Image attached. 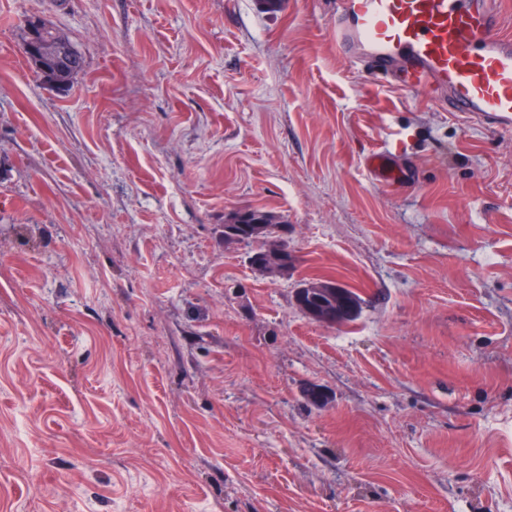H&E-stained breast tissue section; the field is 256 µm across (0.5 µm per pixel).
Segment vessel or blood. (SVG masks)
<instances>
[{"mask_svg": "<svg viewBox=\"0 0 512 512\" xmlns=\"http://www.w3.org/2000/svg\"><path fill=\"white\" fill-rule=\"evenodd\" d=\"M499 0H336L337 50L378 73L401 71L407 91L432 89L452 112L512 128V37L499 30ZM391 183L389 152L367 160Z\"/></svg>", "mask_w": 512, "mask_h": 512, "instance_id": "vessel-or-blood-1", "label": "vessel or blood"}]
</instances>
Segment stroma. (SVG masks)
<instances>
[{"mask_svg":"<svg viewBox=\"0 0 512 512\" xmlns=\"http://www.w3.org/2000/svg\"><path fill=\"white\" fill-rule=\"evenodd\" d=\"M332 9L0 0V512H512V129L345 61ZM321 277L354 321L297 307ZM52 29V28H51ZM27 30L29 32V39L27 40L28 34L25 38L24 49L28 52L29 56L34 57L38 62V67L43 72L47 74H40L45 80L50 83H54L57 86H63L67 83H70L72 77L79 72L83 65V59L81 55L74 49V47L62 39L55 30H48L44 34V41L52 40L57 45V51L59 56H61L64 60L61 62V69H57L53 71L52 74H49L51 70L55 69V60H57V55L53 50H47L45 42H42V31L44 32V28L41 22L37 19H31L28 21ZM32 58H28V61L35 67L36 69V60ZM64 69H67V73L65 75L61 74ZM46 77H49L46 79ZM368 167L380 183H391L396 178V168L389 152L379 151L373 153L367 160ZM247 211L240 217L241 242L252 247L250 255L262 251L261 266L271 270L277 277L288 276L294 265L293 254L288 248V224H280L274 238L265 241L272 234V226L279 224L281 218L271 211L246 207ZM280 219V220H279ZM282 221V220H281ZM264 246V247H263ZM332 288H335L334 285L327 282L304 284L300 285L296 289L295 294H297L301 299H304L305 295L312 296L314 294H324V296H319L315 298L321 299L323 302H325L327 307L334 309L336 313V323H344L353 320V318L355 317L356 310L360 305L359 296L353 291L344 288L340 285L336 286V293L334 292L333 294L328 295L333 292ZM298 307L301 309L299 305ZM302 308L303 310H301L304 311V313L310 319L316 322L324 324L332 322L329 317L321 316L320 311L316 308L309 306H306V308L302 306ZM336 323H331L330 325H334Z\"/></svg>","mask_w":512,"mask_h":512,"instance_id":"35a3bbf8","label":"stroma"}]
</instances>
